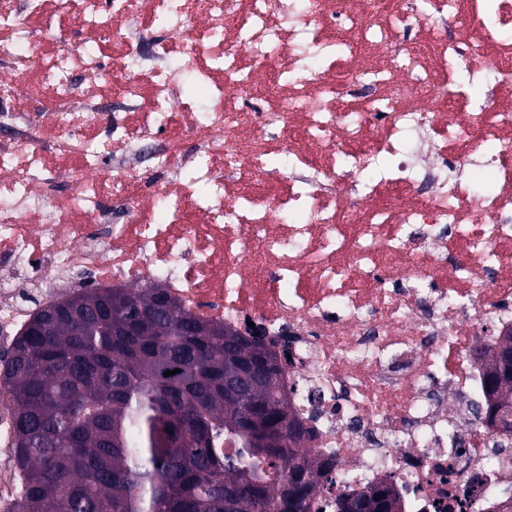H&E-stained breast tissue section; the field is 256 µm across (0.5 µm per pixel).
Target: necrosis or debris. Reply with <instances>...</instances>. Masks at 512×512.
Segmentation results:
<instances>
[{
	"label": "necrosis or debris",
	"mask_w": 512,
	"mask_h": 512,
	"mask_svg": "<svg viewBox=\"0 0 512 512\" xmlns=\"http://www.w3.org/2000/svg\"><path fill=\"white\" fill-rule=\"evenodd\" d=\"M511 30L512 0H0V330L21 276L42 308L87 269L163 289L289 351L316 512H512L475 410L512 329ZM12 423L0 391V512ZM402 504L393 488L384 490L370 488L357 496L336 495L335 512H398Z\"/></svg>",
	"instance_id": "obj_1"
}]
</instances>
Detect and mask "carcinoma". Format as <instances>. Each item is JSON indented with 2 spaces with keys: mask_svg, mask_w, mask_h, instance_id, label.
Returning a JSON list of instances; mask_svg holds the SVG:
<instances>
[{
  "mask_svg": "<svg viewBox=\"0 0 512 512\" xmlns=\"http://www.w3.org/2000/svg\"><path fill=\"white\" fill-rule=\"evenodd\" d=\"M156 288H85L33 315L0 376L13 408L16 512H310L333 463L303 452L305 429L278 392V354ZM151 316L139 336L125 335ZM512 334L484 347L488 407L512 424ZM274 358L235 398L224 380ZM178 373L168 377V370ZM262 417L266 431L248 419ZM392 488L336 495V512H400Z\"/></svg>",
  "mask_w": 512,
  "mask_h": 512,
  "instance_id": "1",
  "label": "carcinoma"
}]
</instances>
